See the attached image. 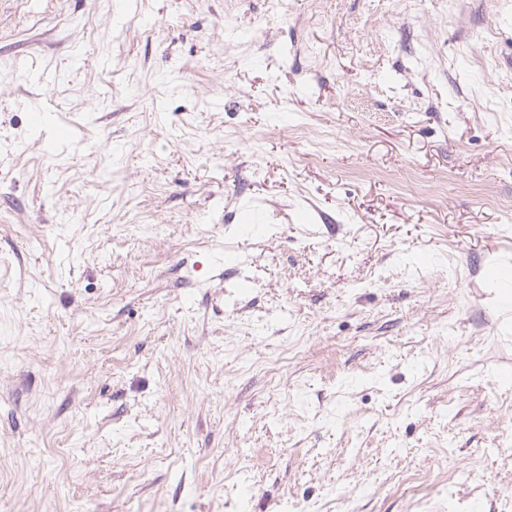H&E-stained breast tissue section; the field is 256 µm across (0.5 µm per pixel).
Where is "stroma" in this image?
<instances>
[{
    "instance_id": "35a3bbf8",
    "label": "stroma",
    "mask_w": 512,
    "mask_h": 512,
    "mask_svg": "<svg viewBox=\"0 0 512 512\" xmlns=\"http://www.w3.org/2000/svg\"><path fill=\"white\" fill-rule=\"evenodd\" d=\"M1 85L0 512H512V0H0Z\"/></svg>"
}]
</instances>
